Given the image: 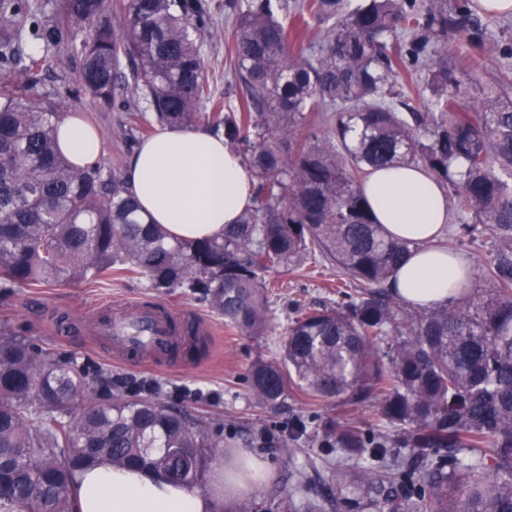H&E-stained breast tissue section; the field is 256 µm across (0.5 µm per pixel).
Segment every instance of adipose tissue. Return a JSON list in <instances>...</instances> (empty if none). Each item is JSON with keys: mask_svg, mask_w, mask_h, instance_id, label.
Instances as JSON below:
<instances>
[{"mask_svg": "<svg viewBox=\"0 0 512 512\" xmlns=\"http://www.w3.org/2000/svg\"><path fill=\"white\" fill-rule=\"evenodd\" d=\"M59 150L86 167L102 157L98 130L78 114L58 127ZM123 177L147 221L163 225L171 237L200 239L222 235L251 206L247 165L207 129L164 127L129 156ZM364 193L386 236L417 242L392 283L409 305L427 309L445 303L472 285L471 262L461 253L437 248L450 220L448 201L433 177L417 166L374 171ZM271 476L268 463L239 450L216 469L218 487L228 497L256 493ZM77 512H215L214 495L193 492L146 469H125L101 461L78 473Z\"/></svg>", "mask_w": 512, "mask_h": 512, "instance_id": "ef3b65f1", "label": "adipose tissue"}]
</instances>
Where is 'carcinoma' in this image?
Instances as JSON below:
<instances>
[{"mask_svg": "<svg viewBox=\"0 0 512 512\" xmlns=\"http://www.w3.org/2000/svg\"><path fill=\"white\" fill-rule=\"evenodd\" d=\"M350 2L224 0L243 88L226 105L196 39L210 0H0V288L115 270L198 294L225 323L260 334L265 274L328 262L352 292L337 309L300 313L280 358L252 365L258 404L276 408L290 390L347 410L379 401L385 433L356 421L322 428V446L340 451L336 487L353 488L358 506L512 512V81L459 101L452 61L475 45L469 0ZM314 22L324 31L307 42ZM26 41L41 54H23ZM59 53L97 101L132 113L134 138L153 125L137 118L131 89L162 127L224 135L253 172L254 206L220 237L178 240L144 219L122 175L68 162L56 139L67 100L41 91ZM397 164L422 167L448 194L458 230L440 247L455 250L462 234L491 242L481 293L465 288L425 312L393 293L416 243L384 234L362 183ZM305 433L295 419L284 448ZM220 445L150 387L99 402L88 373L0 332V512H74V473L102 458L196 487L206 449Z\"/></svg>", "mask_w": 512, "mask_h": 512, "instance_id": "carcinoma-1", "label": "carcinoma"}]
</instances>
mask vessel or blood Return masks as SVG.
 <instances>
[{"label": "vessel or blood", "mask_w": 512, "mask_h": 512, "mask_svg": "<svg viewBox=\"0 0 512 512\" xmlns=\"http://www.w3.org/2000/svg\"><path fill=\"white\" fill-rule=\"evenodd\" d=\"M95 331L111 348L114 359L124 361L132 356L138 364L151 365L186 334H206L210 328L196 317L179 318L172 308L144 306L132 314L115 310L108 320L96 324Z\"/></svg>", "instance_id": "obj_1"}]
</instances>
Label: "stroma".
Listing matches in <instances>:
<instances>
[{"instance_id":"1","label":"stroma","mask_w":512,"mask_h":512,"mask_svg":"<svg viewBox=\"0 0 512 512\" xmlns=\"http://www.w3.org/2000/svg\"><path fill=\"white\" fill-rule=\"evenodd\" d=\"M483 69L481 81L512 73V15H480ZM233 16L223 8L212 11L208 32L201 41V54L216 97L238 102L242 87L233 76V52L229 36ZM42 88L66 96L69 112H78L95 127L104 140L101 162L115 172L123 171L136 144L128 134L129 114L121 106L101 107L76 77V65L67 56L53 59L43 74ZM269 315L263 335H249L225 324L223 315L208 303L181 288L156 290L147 279L116 275L104 281L64 282L40 288H11L0 291V329L35 346L42 355L73 363L96 379L115 384L138 381L157 386L160 399L181 409L192 420L203 422L211 432L222 433V447L209 449L200 489L212 491L214 468L232 451L245 450L273 469L272 479L247 497L251 512H309L318 503L322 512H361L350 493H337L329 471L336 451L320 445L321 425L348 419L373 429L380 425L379 402L373 401L350 413L332 402H312L289 392L281 407L264 408L252 395L248 375L259 360L278 359L275 342L301 311L322 305L337 306L343 298L334 286L336 269L326 265L316 272L278 268L266 275ZM161 303L193 317L207 320L205 354L181 352L168 357L157 370L126 369L114 364L103 344H92V327L113 303L130 305ZM302 418L307 434L295 453L282 449L288 424Z\"/></svg>"}]
</instances>
